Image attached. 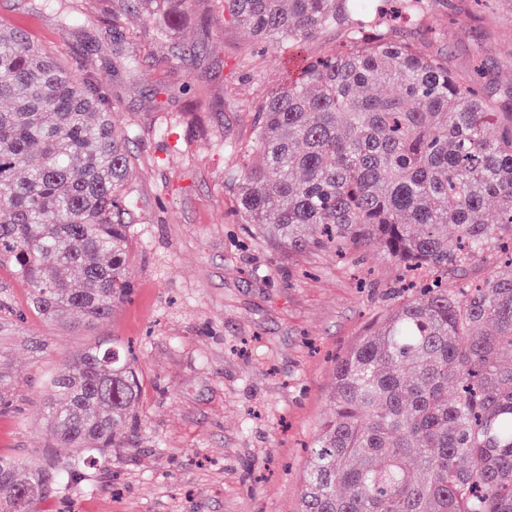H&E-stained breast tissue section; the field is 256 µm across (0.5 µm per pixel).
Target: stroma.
<instances>
[{
	"label": "stroma",
	"mask_w": 512,
	"mask_h": 512,
	"mask_svg": "<svg viewBox=\"0 0 512 512\" xmlns=\"http://www.w3.org/2000/svg\"><path fill=\"white\" fill-rule=\"evenodd\" d=\"M64 2L72 28L34 0H0V25L85 69L129 137L132 293L92 328L32 314L0 326V370L15 382L0 456L66 461L42 415L47 381L111 339L135 349L138 426L35 512H296L334 358L398 303V269L376 249H284L236 216L224 147L252 144L259 97L296 64L226 23L220 0H192L162 41L142 17H113L117 0ZM393 30L512 106V0H429L422 22Z\"/></svg>",
	"instance_id": "35a3bbf8"
}]
</instances>
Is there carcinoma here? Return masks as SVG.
<instances>
[{
  "instance_id": "obj_1",
  "label": "carcinoma",
  "mask_w": 512,
  "mask_h": 512,
  "mask_svg": "<svg viewBox=\"0 0 512 512\" xmlns=\"http://www.w3.org/2000/svg\"><path fill=\"white\" fill-rule=\"evenodd\" d=\"M373 2L224 0V20L296 54L366 18L264 93L254 148L224 146L246 160L228 173L241 221L290 250L378 248L428 276L336 359L299 512H512V279L448 287V271L512 244V112L443 54L367 20ZM188 5L127 0L166 29ZM383 84L399 95L364 93ZM0 101V263L29 287L33 314L105 321L130 293L129 139L91 78L18 29L0 28ZM135 364L104 340L59 368L43 411L77 460L60 470L0 457V512H29L120 447L138 425ZM347 26L338 25L331 29L324 31L317 38L309 41L302 52V58H314L322 55L329 48L343 43L346 39ZM301 58V59H302Z\"/></svg>"
}]
</instances>
